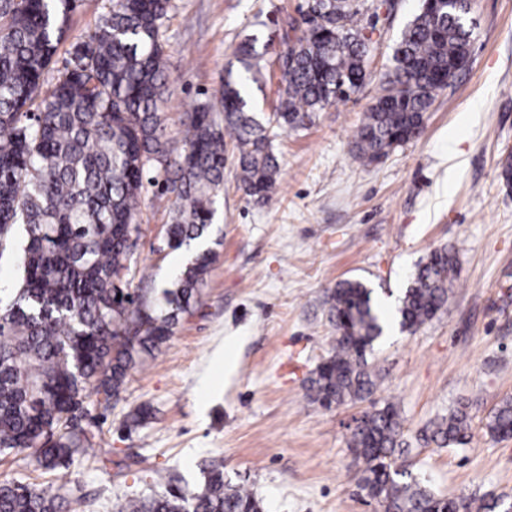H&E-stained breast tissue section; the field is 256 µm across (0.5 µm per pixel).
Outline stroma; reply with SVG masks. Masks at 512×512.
Segmentation results:
<instances>
[{
  "mask_svg": "<svg viewBox=\"0 0 512 512\" xmlns=\"http://www.w3.org/2000/svg\"><path fill=\"white\" fill-rule=\"evenodd\" d=\"M304 0H171L160 37L173 81L162 119L181 145L185 112L219 96L238 70V44L253 39L265 66L248 85L255 112L269 117L282 88L277 59ZM420 0H366L372 30L368 70L378 81ZM468 68L439 93L421 135L388 157L360 164L357 129L370 88L316 113L312 124L277 131L281 167L271 199L249 202L227 151L224 191L211 237L218 257L199 299L153 358L131 371L119 399L91 403L84 426L107 462L81 458L67 469L86 497L84 512H116L148 491L154 470L179 487L204 483L209 460L224 480L251 490L263 512H383L358 479L349 446L363 402L329 409L307 397L309 379L332 351L336 331L324 303L342 279L362 282L395 310L421 260L455 247L457 273L446 307L416 331L397 329L368 357L375 400L396 405L403 424L397 464L439 496L480 504L512 501V438L486 422L512 397V186L500 164L512 150V0H471ZM169 198L143 193L137 267L129 288L160 298L180 263L164 243ZM150 407L139 427L127 413ZM473 418L471 440L440 448L428 435L457 408Z\"/></svg>",
  "mask_w": 512,
  "mask_h": 512,
  "instance_id": "stroma-1",
  "label": "stroma"
}]
</instances>
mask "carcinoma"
<instances>
[{
  "label": "carcinoma",
  "mask_w": 512,
  "mask_h": 512,
  "mask_svg": "<svg viewBox=\"0 0 512 512\" xmlns=\"http://www.w3.org/2000/svg\"><path fill=\"white\" fill-rule=\"evenodd\" d=\"M111 10L73 47L54 85L45 74L67 39L77 0H0V256L20 246L13 294L0 299V454L33 450L35 468L53 474L75 458L98 462L94 435L81 425L91 395L119 397L131 370L172 334L190 309L216 257L201 248L152 303L124 289L141 236L140 200L149 170L172 197L167 225L172 251L210 234L214 198L224 187L226 140L237 153L238 180L252 201L270 199L280 170L270 124L294 129L366 84L370 38L358 25L361 0H305L302 25L278 63L284 96L262 123L229 71L217 103L184 114L181 148L165 137L161 116L171 72L160 40L170 0H111ZM473 29L463 13L421 0L393 48V68L356 134V157L376 161L417 138L438 92L470 56ZM245 72L261 70L254 40L236 50ZM452 249L433 250L419 266L398 309L400 326L432 320L448 302L457 267ZM336 345L308 387L324 408L371 404L350 434L366 469L359 482L384 512H457V503L420 486L412 472L388 462L398 447L396 405L372 399L376 383L367 352L389 315L357 280L326 291ZM512 436V398L486 424ZM470 416L458 409L435 423L440 447L469 442ZM164 491L133 495L118 512H262L252 493L224 483L213 461L199 490L170 477ZM70 482L56 488L0 481V512H73Z\"/></svg>",
  "instance_id": "obj_1"
}]
</instances>
